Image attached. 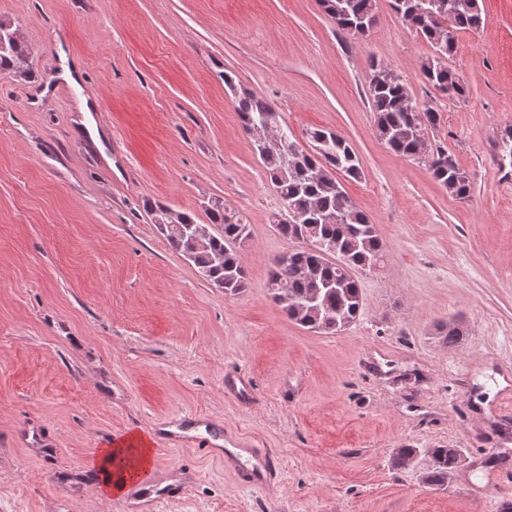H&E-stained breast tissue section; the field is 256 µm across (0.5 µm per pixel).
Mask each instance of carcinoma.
Instances as JSON below:
<instances>
[{
	"instance_id": "carcinoma-1",
	"label": "carcinoma",
	"mask_w": 512,
	"mask_h": 512,
	"mask_svg": "<svg viewBox=\"0 0 512 512\" xmlns=\"http://www.w3.org/2000/svg\"><path fill=\"white\" fill-rule=\"evenodd\" d=\"M321 8L342 30L368 32L376 21V0H319ZM392 8L433 48L421 65V74L434 88L466 95V87L448 67L456 49V33L482 24L480 0H392ZM5 46L0 47V71L19 77L29 74L28 50L18 30L0 20ZM224 84L237 102L242 126L253 140L267 178L283 201L286 214L273 216L276 230L303 246L276 258L268 273L272 299L296 324L320 333H336L349 326L362 307L356 279L358 270H372L384 259V250L368 216L347 196L339 176L359 179L362 168L351 145L331 130L311 129L307 146L295 140L281 124L275 109L262 97L224 74ZM366 95L375 112L376 134L391 150L409 158H424L432 177L457 199L469 197L471 183L448 150L431 147L428 130L437 126L439 113L412 102L403 78L393 69L371 65ZM286 134L283 147L263 148L258 136L267 125ZM330 148L321 147L323 140ZM217 233L196 236L200 227L187 212L159 206L156 224L169 244L189 260L207 281L236 294L244 288L246 274L238 240L250 237L249 225L216 199L206 208ZM444 343L454 347L463 332L454 322L437 327ZM419 455L417 448H398L393 465L406 467ZM423 482L433 488L448 484L459 468L461 450L430 448Z\"/></svg>"
}]
</instances>
